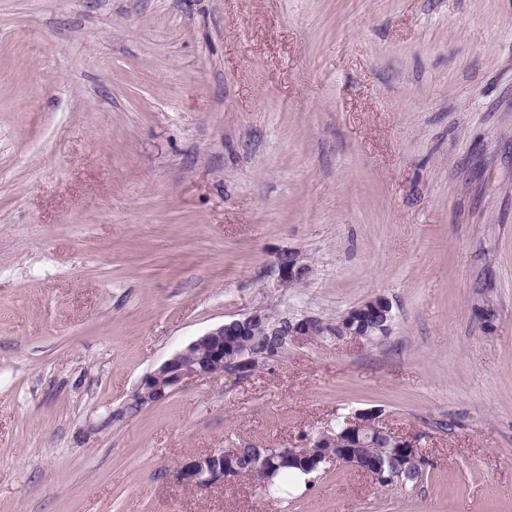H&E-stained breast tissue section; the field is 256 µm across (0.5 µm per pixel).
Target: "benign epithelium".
Instances as JSON below:
<instances>
[{"mask_svg": "<svg viewBox=\"0 0 512 512\" xmlns=\"http://www.w3.org/2000/svg\"><path fill=\"white\" fill-rule=\"evenodd\" d=\"M273 269L277 272L278 282L288 286L304 283L312 274L311 265L301 254L292 250L278 253ZM391 310L392 305L385 296L370 297L342 316L336 325V333L356 337L358 330L355 324L362 321L373 324V330L384 337L389 334L390 327L382 325V322L391 317ZM280 324L281 321L266 314H252L209 330L148 374L132 396L131 404L144 406L157 403L171 392L195 381L221 378L226 374L242 376L251 372L255 359L238 351L240 337L248 335L260 325L276 331ZM321 327L319 319L305 316L288 330V335L294 340L317 336ZM368 430L394 437L395 455L399 462L398 474L411 473L424 464L415 441L395 435L384 426L382 413L372 409L359 411L346 418L340 434L328 441V449L319 458L310 457L306 447L281 448L278 455L284 462L306 465L309 472L318 470L322 464L339 463L357 469L375 483L383 485L389 477L382 474L379 466L368 465L369 461L375 459L374 446L361 441L362 435ZM237 455L236 448H222L188 458L179 466V480L196 489H208L237 478L239 471L234 465Z\"/></svg>", "mask_w": 512, "mask_h": 512, "instance_id": "1", "label": "benign epithelium"}]
</instances>
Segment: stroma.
<instances>
[{"label":"stroma","instance_id":"obj_1","mask_svg":"<svg viewBox=\"0 0 512 512\" xmlns=\"http://www.w3.org/2000/svg\"><path fill=\"white\" fill-rule=\"evenodd\" d=\"M375 295L376 343L129 409L224 321ZM366 409L419 485L177 477ZM0 512H512V0H0ZM273 269L282 285L305 283L312 274V267L296 251L288 250L277 254ZM238 448H222L206 455L185 459L178 469L179 480L196 489H208L239 477L234 465Z\"/></svg>","mask_w":512,"mask_h":512}]
</instances>
